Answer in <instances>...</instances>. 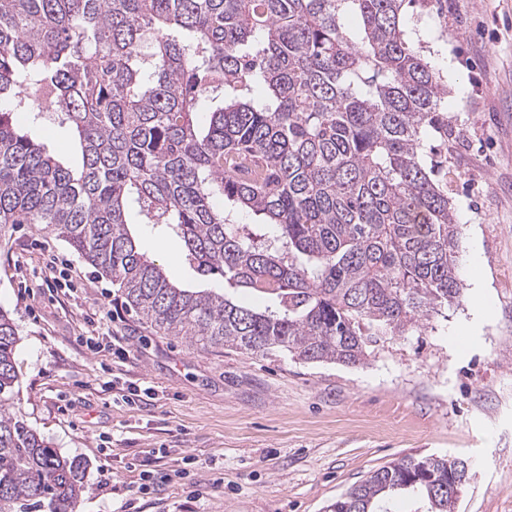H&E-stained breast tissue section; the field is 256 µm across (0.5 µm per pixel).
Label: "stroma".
<instances>
[{
    "label": "stroma",
    "instance_id": "stroma-1",
    "mask_svg": "<svg viewBox=\"0 0 512 512\" xmlns=\"http://www.w3.org/2000/svg\"><path fill=\"white\" fill-rule=\"evenodd\" d=\"M409 30L448 87V196L459 275L480 276L360 367L202 350L105 315L119 293L34 224L0 241V308L19 333L21 412L86 464L78 512H327L406 455L470 464L455 512H512V0H432ZM178 283L216 288L178 239L132 225ZM70 261L71 285L50 258ZM98 325L99 352L80 342ZM154 488L139 493L144 474Z\"/></svg>",
    "mask_w": 512,
    "mask_h": 512
}]
</instances>
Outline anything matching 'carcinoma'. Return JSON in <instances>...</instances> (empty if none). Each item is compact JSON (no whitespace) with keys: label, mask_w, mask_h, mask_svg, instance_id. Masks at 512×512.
Returning <instances> with one entry per match:
<instances>
[{"label":"carcinoma","mask_w":512,"mask_h":512,"mask_svg":"<svg viewBox=\"0 0 512 512\" xmlns=\"http://www.w3.org/2000/svg\"><path fill=\"white\" fill-rule=\"evenodd\" d=\"M418 1L0 0V239L39 225L138 320L197 347L365 364L371 344L463 291L448 89L405 37ZM23 107L66 117L80 169L14 121ZM132 214L179 239L198 274L276 309L170 280L138 249ZM18 341L0 309V512H77L84 464L16 409ZM412 460L329 512H388L384 498L409 488L428 512H454L448 481L467 479L468 461L450 472L424 457L411 485Z\"/></svg>","instance_id":"1"}]
</instances>
